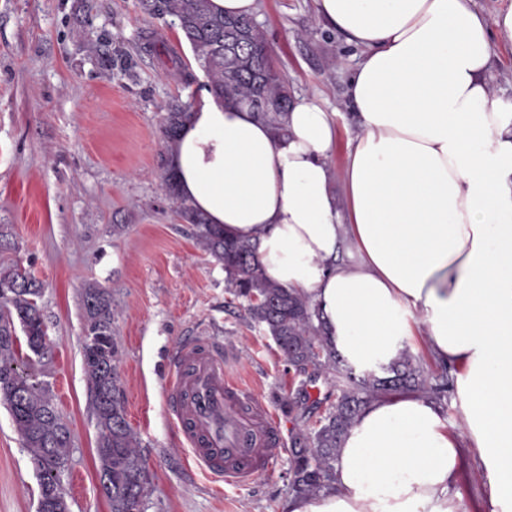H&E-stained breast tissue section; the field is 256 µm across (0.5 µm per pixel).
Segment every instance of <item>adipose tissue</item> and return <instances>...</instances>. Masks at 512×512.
<instances>
[{
	"label": "adipose tissue",
	"instance_id": "1",
	"mask_svg": "<svg viewBox=\"0 0 512 512\" xmlns=\"http://www.w3.org/2000/svg\"><path fill=\"white\" fill-rule=\"evenodd\" d=\"M360 49L346 96L358 129L342 170L336 115L297 97L288 134L204 100L167 158L183 200L257 245L265 275L316 308L341 356L370 368L421 332L453 369L450 427L414 391L361 407L330 480L282 512H512V99L495 96L492 41L512 9L475 0H314ZM458 489L463 502L470 509L468 512H481L479 509L482 504V487L478 479L465 474L459 482Z\"/></svg>",
	"mask_w": 512,
	"mask_h": 512
}]
</instances>
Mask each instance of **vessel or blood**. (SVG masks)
Wrapping results in <instances>:
<instances>
[{"mask_svg":"<svg viewBox=\"0 0 512 512\" xmlns=\"http://www.w3.org/2000/svg\"><path fill=\"white\" fill-rule=\"evenodd\" d=\"M228 353L212 336H192L174 350L163 386L178 440L207 476L239 486L272 470L286 438L254 387L228 370Z\"/></svg>","mask_w":512,"mask_h":512,"instance_id":"obj_1","label":"vessel or blood"}]
</instances>
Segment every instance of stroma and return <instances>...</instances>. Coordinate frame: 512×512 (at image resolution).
<instances>
[{
    "label": "stroma",
    "instance_id": "35a3bbf8",
    "mask_svg": "<svg viewBox=\"0 0 512 512\" xmlns=\"http://www.w3.org/2000/svg\"><path fill=\"white\" fill-rule=\"evenodd\" d=\"M259 21L290 95L318 94L335 109L332 163L342 167L357 132L346 83L359 49L319 18L314 0H262ZM173 52L190 82L170 78ZM205 81L181 30L140 0H0V225L12 242L0 264H20L44 284L53 351L27 369L50 384L73 433L62 474L70 512H110L81 352L86 283L107 288L116 309L127 421L152 487L146 512H281L292 494L286 447L271 473L220 491L188 460L163 400L183 336L219 337L236 358L230 372L260 388L288 437L312 432L343 387L335 374L284 360L164 191L163 119L175 103L202 101ZM408 351L420 393L459 423L450 369L423 342ZM38 496L36 467L0 403V512H37Z\"/></svg>",
    "mask_w": 512,
    "mask_h": 512
}]
</instances>
